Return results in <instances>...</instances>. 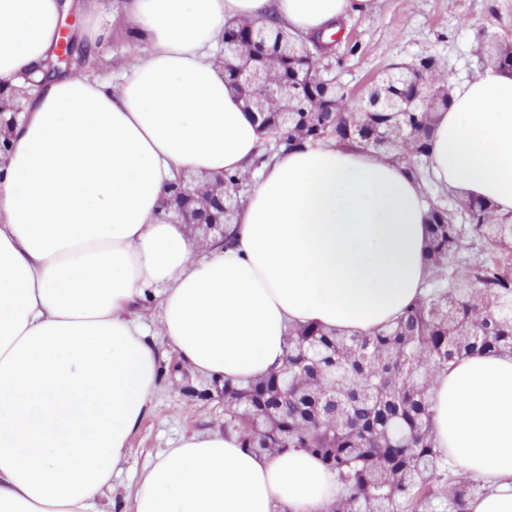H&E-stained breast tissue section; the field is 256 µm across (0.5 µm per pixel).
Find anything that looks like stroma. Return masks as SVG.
Listing matches in <instances>:
<instances>
[{"label": "stroma", "mask_w": 512, "mask_h": 512, "mask_svg": "<svg viewBox=\"0 0 512 512\" xmlns=\"http://www.w3.org/2000/svg\"><path fill=\"white\" fill-rule=\"evenodd\" d=\"M105 38L94 46L81 74L95 77L120 71L129 63V25L122 0H95ZM347 39L336 53L333 72L354 95H362L390 63L434 58L443 77L469 80L490 65L478 50L488 39L512 48V0H375L372 11L345 22ZM164 347L161 383L148 415L130 438V451L112 475V487L98 512H131L132 495L141 474L182 437L224 427V399L204 376L191 372Z\"/></svg>", "instance_id": "stroma-1"}]
</instances>
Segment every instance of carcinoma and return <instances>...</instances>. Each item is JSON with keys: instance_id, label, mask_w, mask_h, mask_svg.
Here are the masks:
<instances>
[{"instance_id": "carcinoma-1", "label": "carcinoma", "mask_w": 512, "mask_h": 512, "mask_svg": "<svg viewBox=\"0 0 512 512\" xmlns=\"http://www.w3.org/2000/svg\"><path fill=\"white\" fill-rule=\"evenodd\" d=\"M268 53L298 57L307 69L327 60L334 40L299 37L261 23ZM293 95L255 119L268 139L252 163L323 139L387 150L423 183L431 222L424 297L397 324L373 336H339L316 326L289 330L283 367L246 383H224V430L269 456L295 448L337 478L329 512H469L484 491L454 472L435 447L430 388L448 361L471 351H512V219L476 199L432 193L428 112H368L340 84L318 111L319 85L295 79ZM288 111V122L278 113ZM226 219L252 186L251 173L226 172Z\"/></svg>"}]
</instances>
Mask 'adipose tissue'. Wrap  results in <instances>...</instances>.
<instances>
[{"mask_svg": "<svg viewBox=\"0 0 512 512\" xmlns=\"http://www.w3.org/2000/svg\"><path fill=\"white\" fill-rule=\"evenodd\" d=\"M373 0H124L133 63L44 72L71 0H0V92L36 82L0 151V512H91L159 389L142 322L206 377L279 368L289 327L369 334L424 293L429 210L406 166L335 141L276 153L230 243L200 250L159 219L176 174L248 170L266 134L216 70L230 19L301 35ZM436 181L512 217V68L453 83L432 113ZM431 431L482 480L471 512H512V353L449 361ZM338 484L301 450L237 433L182 438L139 479L132 512H327Z\"/></svg>", "mask_w": 512, "mask_h": 512, "instance_id": "adipose-tissue-1", "label": "adipose tissue"}]
</instances>
